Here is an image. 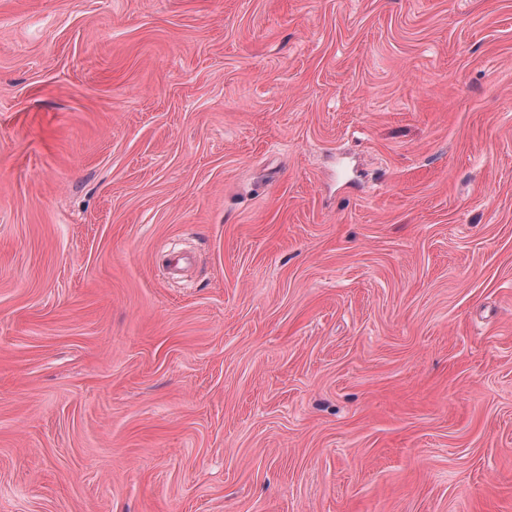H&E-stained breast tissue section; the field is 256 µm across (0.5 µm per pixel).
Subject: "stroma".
Wrapping results in <instances>:
<instances>
[{"mask_svg":"<svg viewBox=\"0 0 512 512\" xmlns=\"http://www.w3.org/2000/svg\"><path fill=\"white\" fill-rule=\"evenodd\" d=\"M0 512H512V0H0Z\"/></svg>","mask_w":512,"mask_h":512,"instance_id":"35a3bbf8","label":"stroma"}]
</instances>
